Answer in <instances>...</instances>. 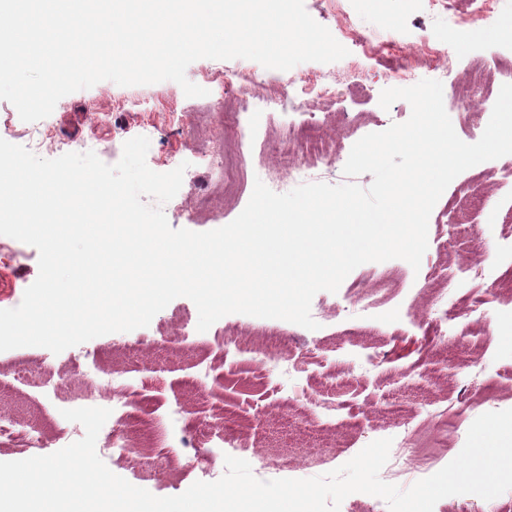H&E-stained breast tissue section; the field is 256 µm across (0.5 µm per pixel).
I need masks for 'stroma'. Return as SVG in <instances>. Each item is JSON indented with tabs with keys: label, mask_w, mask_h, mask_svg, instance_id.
Here are the masks:
<instances>
[{
	"label": "stroma",
	"mask_w": 512,
	"mask_h": 512,
	"mask_svg": "<svg viewBox=\"0 0 512 512\" xmlns=\"http://www.w3.org/2000/svg\"><path fill=\"white\" fill-rule=\"evenodd\" d=\"M341 8L342 18L355 29L377 40H395L403 53L415 57L416 79L440 81L444 105L451 110L464 101L472 111L483 108L471 59L480 58L491 69L512 54L508 33L490 44L471 34L458 40L450 15L433 0H342ZM453 43L457 53L442 57L437 68L424 62L427 49ZM358 62L356 74L342 60L304 62L282 74L299 82L364 80L359 95L310 102L342 160L364 135L411 115L403 100L382 109L380 94L391 85L385 70L370 57ZM228 72L248 89L262 87L265 69L248 59H199L186 76L214 89L220 107ZM189 103L172 81L128 87L102 81L64 96L50 116L37 122L23 121L10 102L0 100V139L46 159L79 145L113 165L127 140L147 137L151 170L186 168L179 192L164 207L170 226L205 232L243 211L256 177L279 166L287 144L278 138L277 118L257 117L248 171L225 202L221 221H214L198 202L213 189L214 146L237 137L238 129L232 119L216 121ZM450 119L467 143L477 142L486 128L482 122H461L453 110ZM501 165L498 159L480 164L485 179L477 196L460 188L478 170H466L450 183L431 212L428 249L419 269L401 259L369 262L355 268L337 292H318L311 303L318 329L229 314L201 332L195 304L179 297L146 327L103 335L57 355L41 347L0 352V420L41 432L31 448L0 442V462L48 455L83 438L84 427L62 412L105 400L101 382L107 378L137 389L154 405L159 446L148 456L125 458L104 448L98 455L113 473L158 497L180 495L202 478L191 468L166 465L171 448L185 456L203 449L220 461L233 453L247 460L261 480L305 479L340 467L374 440L410 428L429 434L428 415L453 412L457 418L443 443L459 453L479 415L512 409V348L505 342L512 330V291L499 288L472 314L462 307L464 299L512 269V223L503 221L512 211V185L497 180ZM5 247L18 260L0 267V309H12L38 276L39 254L0 236V249ZM450 258L458 266L455 286L428 302ZM447 309L456 312L447 336H430L429 325ZM217 348L224 351L220 363L212 357ZM294 354L308 357V372L290 369L288 358ZM489 386L496 390L491 401L484 395ZM434 512H512V490L491 500L449 496L436 503Z\"/></svg>",
	"instance_id": "obj_1"
}]
</instances>
